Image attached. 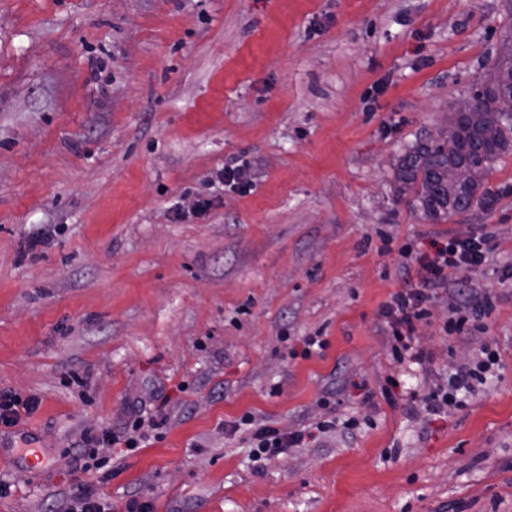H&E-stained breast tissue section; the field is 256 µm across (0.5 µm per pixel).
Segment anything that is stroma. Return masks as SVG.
I'll list each match as a JSON object with an SVG mask.
<instances>
[{"label":"stroma","mask_w":512,"mask_h":512,"mask_svg":"<svg viewBox=\"0 0 512 512\" xmlns=\"http://www.w3.org/2000/svg\"><path fill=\"white\" fill-rule=\"evenodd\" d=\"M510 37L512 0H0V391L40 400L0 426V512H67L102 427L110 512H512V151L493 207L442 221L394 176ZM483 233L430 291V370L402 369L378 309L419 280L403 247ZM486 289L487 331L445 335ZM485 344L499 366L428 414ZM141 404L165 423L132 450ZM246 413L309 436L253 462Z\"/></svg>","instance_id":"1"}]
</instances>
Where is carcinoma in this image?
<instances>
[{"mask_svg": "<svg viewBox=\"0 0 512 512\" xmlns=\"http://www.w3.org/2000/svg\"><path fill=\"white\" fill-rule=\"evenodd\" d=\"M512 50V40L508 39L489 65L486 79L472 91V112L464 120L455 119L448 129L434 138L411 147L399 159L395 168V179L399 190L411 194L419 203L426 216L433 220H446L450 216L465 210L468 206L485 199L477 196L482 187L483 174L488 172L492 163L503 152L512 148V129L500 122L499 114L494 111L492 99L484 92V87L493 85L502 73L501 56ZM492 132L490 145H480L477 161L472 163L470 175L461 201L448 205L447 195L441 193V184L445 170L448 169V152L442 146V140L458 132L469 139L471 135Z\"/></svg>", "mask_w": 512, "mask_h": 512, "instance_id": "cac0c4a2", "label": "carcinoma"}]
</instances>
